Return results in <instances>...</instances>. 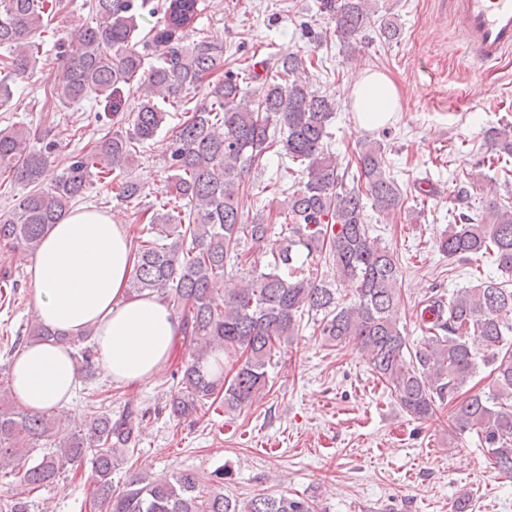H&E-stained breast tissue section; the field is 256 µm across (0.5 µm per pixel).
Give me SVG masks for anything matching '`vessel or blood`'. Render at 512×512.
<instances>
[{"label":"vessel or blood","mask_w":512,"mask_h":512,"mask_svg":"<svg viewBox=\"0 0 512 512\" xmlns=\"http://www.w3.org/2000/svg\"><path fill=\"white\" fill-rule=\"evenodd\" d=\"M470 59L495 64L512 53V0H448Z\"/></svg>","instance_id":"b4317fda"}]
</instances>
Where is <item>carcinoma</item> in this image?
Returning <instances> with one entry per match:
<instances>
[{
	"instance_id": "obj_1",
	"label": "carcinoma",
	"mask_w": 512,
	"mask_h": 512,
	"mask_svg": "<svg viewBox=\"0 0 512 512\" xmlns=\"http://www.w3.org/2000/svg\"><path fill=\"white\" fill-rule=\"evenodd\" d=\"M70 0H0V109L12 98L11 84L28 77L40 62L33 40L44 16L63 12ZM91 21L58 44V81L45 98L61 104L94 100L103 104L112 131L88 153L72 157L51 173L54 143L36 150L22 126L0 128V174L30 187L8 215H0V246L38 249L52 224L59 223L93 184L122 174L116 197L131 205L142 224L128 280L131 294L159 293L182 325L192 346L181 366L180 387L169 401L175 417L192 415L210 401L224 412L241 410L263 398L268 369L281 346L293 341L304 312L320 316L319 335L327 342H351L366 357L370 371L395 395L401 409L418 421L437 417L436 400L453 404L449 428L474 433L492 463L512 476V288L486 279L472 287L430 298L417 315L427 333L410 345L395 318L402 284L397 255L369 235L366 204L389 216L402 210L405 197L389 169L385 148L365 143L357 153L352 184L328 150L335 103L310 89L296 74L307 60L294 52L277 59L275 70L250 95L239 74L224 70V44L202 36L187 40L199 0H162L153 9L163 21L140 35L137 18L150 0H85ZM335 24L336 37L351 45L374 25L370 0H319ZM205 96L177 128L167 146L169 195L175 200L140 207L143 186L130 176L139 146L166 123L169 108L181 107L206 77ZM488 149L512 157V123L488 130ZM282 146L296 168L298 186L275 220L278 246L263 271L228 284L227 268L245 263L244 242L267 248L273 225L262 217L244 218L240 198L250 193V173L266 167ZM438 249L450 260L488 254L497 269L512 274V206L489 201L484 222L459 214ZM348 282L344 301L322 278V262ZM56 342L75 349L78 372L98 368L91 336L55 333L37 321L26 342ZM240 353L234 375L212 372L219 352ZM492 365V388L460 398L479 361ZM139 423L132 414L118 420L96 410L79 429L68 415L31 412L0 389V472L15 476L20 494L53 482L67 467L92 457L95 492L106 512H314L309 499L259 493L246 500L224 495L230 474L218 468L208 484L192 472L154 482L135 475L121 489L112 485L116 455L136 443ZM54 435V448L41 441Z\"/></svg>"
}]
</instances>
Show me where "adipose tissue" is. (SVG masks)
I'll use <instances>...</instances> for the list:
<instances>
[{"label":"adipose tissue","instance_id":"ef3b65f1","mask_svg":"<svg viewBox=\"0 0 512 512\" xmlns=\"http://www.w3.org/2000/svg\"><path fill=\"white\" fill-rule=\"evenodd\" d=\"M349 95L363 129L384 125L399 110L396 87L381 72L360 74ZM131 266L124 226L94 210L74 211L53 225L29 266L41 322L73 335L92 331L108 374L125 384L160 371L181 334L163 297L128 292ZM76 376L71 349L51 341L28 344L14 360L13 392L24 407L47 410L70 400Z\"/></svg>","mask_w":512,"mask_h":512}]
</instances>
